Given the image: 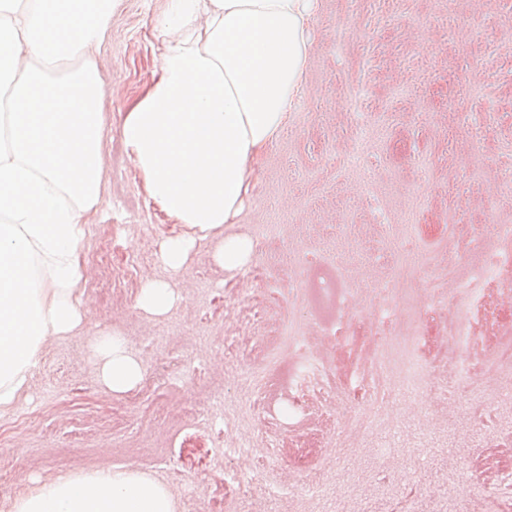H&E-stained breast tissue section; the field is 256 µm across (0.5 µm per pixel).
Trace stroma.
<instances>
[{
  "mask_svg": "<svg viewBox=\"0 0 512 512\" xmlns=\"http://www.w3.org/2000/svg\"><path fill=\"white\" fill-rule=\"evenodd\" d=\"M164 0H118L93 56L107 123L102 202L88 217L81 294L99 329L120 332L143 378L116 394L101 382L91 337L48 338L27 389L0 412V473L11 512L33 477L136 468L171 492L176 512H512V474L484 484L471 462L490 446L512 452V363L487 355L500 395L486 429L468 424L447 369L406 379L404 331L424 321L437 348L448 326L434 313L448 280V238L469 207L473 223L512 218L495 176L512 170V0H320L304 93L279 141L250 176L230 233L249 237V264L215 266L203 241L177 279L182 300L152 318L135 307L145 278H163L162 239L183 233L148 197L119 132L121 112L150 80ZM422 239L399 243L403 225ZM435 261L424 264L423 249ZM341 263L351 280L335 326L294 315L298 271ZM407 274L385 338L369 290ZM381 355L393 398H355ZM331 391L304 413L258 407L266 378L294 365ZM303 440V447L289 444ZM247 445L249 452L228 456ZM322 486L320 496L307 492Z\"/></svg>",
  "mask_w": 512,
  "mask_h": 512,
  "instance_id": "1",
  "label": "stroma"
}]
</instances>
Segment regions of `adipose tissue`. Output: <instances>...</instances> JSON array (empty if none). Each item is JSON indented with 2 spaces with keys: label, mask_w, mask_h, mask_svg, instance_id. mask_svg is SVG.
I'll list each match as a JSON object with an SVG mask.
<instances>
[{
  "label": "adipose tissue",
  "mask_w": 512,
  "mask_h": 512,
  "mask_svg": "<svg viewBox=\"0 0 512 512\" xmlns=\"http://www.w3.org/2000/svg\"><path fill=\"white\" fill-rule=\"evenodd\" d=\"M153 77L128 105L121 138L150 199L185 233L164 239L169 279L135 306L165 316L197 242L236 271L253 163L276 142L305 86L319 0H165ZM115 0H0V411L29 382L44 342L86 330L102 383L125 393L142 366L124 336L96 329L79 289L88 215L102 200L104 78L91 54ZM13 512H175L146 473L101 468L34 478Z\"/></svg>",
  "instance_id": "adipose-tissue-1"
}]
</instances>
